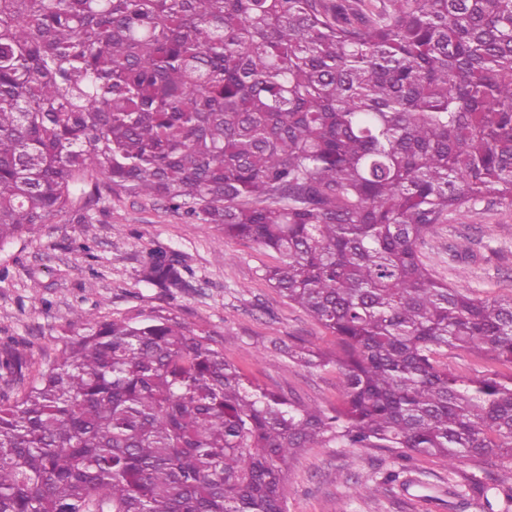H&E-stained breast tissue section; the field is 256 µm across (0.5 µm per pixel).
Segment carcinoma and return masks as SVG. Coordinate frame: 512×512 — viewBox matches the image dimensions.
Segmentation results:
<instances>
[{"label": "carcinoma", "instance_id": "1", "mask_svg": "<svg viewBox=\"0 0 512 512\" xmlns=\"http://www.w3.org/2000/svg\"><path fill=\"white\" fill-rule=\"evenodd\" d=\"M158 197L278 254L261 277L336 339L329 409L270 390L172 310L83 317L33 376L0 350V512H287L315 444L469 462L512 482V297L419 244L512 202V0H0V246L103 196ZM141 279L191 287L173 252ZM444 360L448 362L458 375L470 376L475 370H484L481 364L472 354L460 350H448Z\"/></svg>", "mask_w": 512, "mask_h": 512}]
</instances>
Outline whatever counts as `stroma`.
Masks as SVG:
<instances>
[{
	"instance_id": "stroma-1",
	"label": "stroma",
	"mask_w": 512,
	"mask_h": 512,
	"mask_svg": "<svg viewBox=\"0 0 512 512\" xmlns=\"http://www.w3.org/2000/svg\"><path fill=\"white\" fill-rule=\"evenodd\" d=\"M468 239V252L457 251ZM162 246L193 269L194 286L168 299L141 282L143 255ZM435 275L476 297L512 296V204L488 198L454 212L419 245ZM277 256L224 238L214 226L159 199L103 198L84 216L62 214L0 246V342L33 366L52 360L80 328L101 318L173 309L191 328L214 334L224 356L260 384L327 408L340 400L334 366L312 369L283 355L280 343L331 350L335 338L261 277ZM469 464L440 456H402L383 448L317 445L288 467V512H484L465 485Z\"/></svg>"
}]
</instances>
